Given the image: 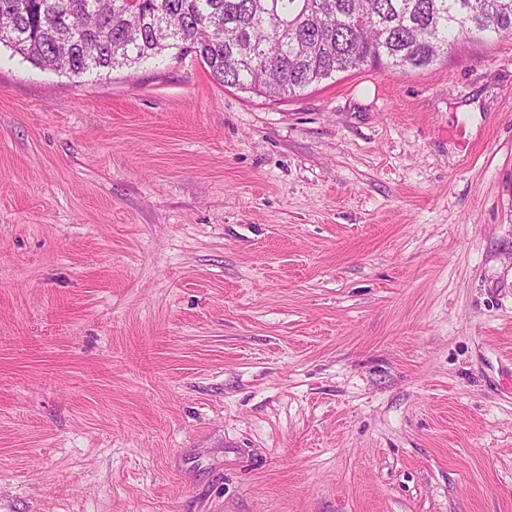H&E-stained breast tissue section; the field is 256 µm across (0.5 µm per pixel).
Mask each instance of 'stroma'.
<instances>
[{"mask_svg":"<svg viewBox=\"0 0 512 512\" xmlns=\"http://www.w3.org/2000/svg\"><path fill=\"white\" fill-rule=\"evenodd\" d=\"M0 512H512V36L281 100L1 45Z\"/></svg>","mask_w":512,"mask_h":512,"instance_id":"obj_1","label":"stroma"}]
</instances>
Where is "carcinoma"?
<instances>
[{"instance_id":"cac0c4a2","label":"carcinoma","mask_w":512,"mask_h":512,"mask_svg":"<svg viewBox=\"0 0 512 512\" xmlns=\"http://www.w3.org/2000/svg\"><path fill=\"white\" fill-rule=\"evenodd\" d=\"M511 35L512 0H0V44L41 68L80 76L190 52L224 85L268 98Z\"/></svg>"}]
</instances>
